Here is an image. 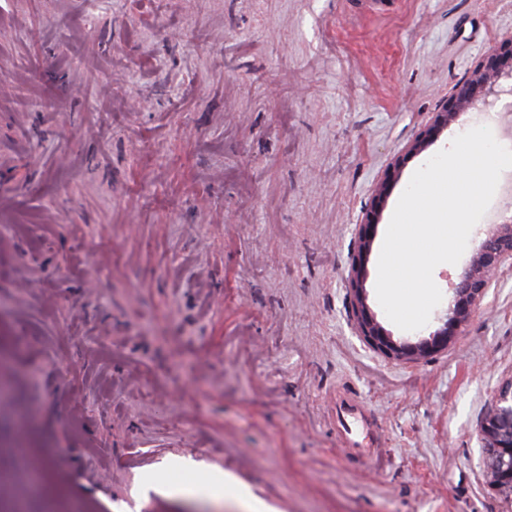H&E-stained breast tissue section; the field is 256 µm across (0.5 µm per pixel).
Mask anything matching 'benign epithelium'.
I'll use <instances>...</instances> for the list:
<instances>
[{
  "label": "benign epithelium",
  "instance_id": "obj_1",
  "mask_svg": "<svg viewBox=\"0 0 512 512\" xmlns=\"http://www.w3.org/2000/svg\"><path fill=\"white\" fill-rule=\"evenodd\" d=\"M512 96V35L501 37L475 63L469 78L444 98L440 110L410 146L418 153L434 142L470 105L480 101L492 105ZM401 160H396L366 204L365 218L356 225L358 252L349 270V283L354 295L353 312L357 331L375 351L396 360L409 361L434 354L448 346V340L472 318L493 274L506 264L512 265V223L498 225L486 237L471 264L453 285L455 297L448 306L442 325L416 343L397 342L376 321L367 303L364 288L366 264L373 237L387 196L398 180ZM485 439V466L490 484L512 492V382L498 394L495 410L482 427Z\"/></svg>",
  "mask_w": 512,
  "mask_h": 512
}]
</instances>
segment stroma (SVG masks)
<instances>
[{"instance_id":"1","label":"stroma","mask_w":512,"mask_h":512,"mask_svg":"<svg viewBox=\"0 0 512 512\" xmlns=\"http://www.w3.org/2000/svg\"><path fill=\"white\" fill-rule=\"evenodd\" d=\"M512 0H0V512H512V266L446 350L359 336L356 226ZM493 198L443 298L504 212ZM362 406L379 459L345 444ZM40 465L29 468L28 458ZM232 479L235 492L218 487ZM485 466L490 484L512 492V380L498 394L495 410L482 427ZM352 400L344 396L341 399L340 404V415L338 417V424L340 430L348 437L351 445L358 449L359 451H362L364 455H368V459H371L373 454L379 449V448H372L370 450H365L364 448H359L361 446L360 441V427L358 424V419L351 409L352 407Z\"/></svg>"}]
</instances>
